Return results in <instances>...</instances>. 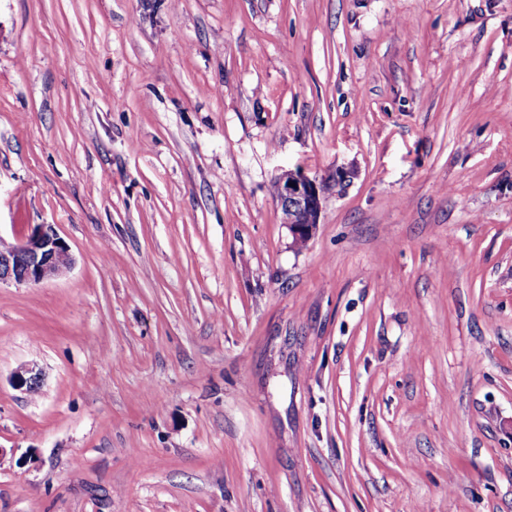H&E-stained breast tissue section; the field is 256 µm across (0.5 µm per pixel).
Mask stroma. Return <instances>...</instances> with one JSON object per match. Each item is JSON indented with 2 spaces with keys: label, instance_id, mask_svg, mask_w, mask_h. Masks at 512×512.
Listing matches in <instances>:
<instances>
[{
  "label": "stroma",
  "instance_id": "1",
  "mask_svg": "<svg viewBox=\"0 0 512 512\" xmlns=\"http://www.w3.org/2000/svg\"><path fill=\"white\" fill-rule=\"evenodd\" d=\"M33 224L0 512H512V0H0ZM292 184H295V187H292ZM322 193V184L301 169L284 171L279 176L276 199L281 208L283 221L285 211L293 214L291 220L285 223L293 246L294 241L302 237L309 240L313 236L319 224ZM72 263L69 247L54 225L35 224L15 243L0 237V285L36 286L63 273ZM11 382L17 390L34 393L42 384V372L35 366H22L13 373Z\"/></svg>",
  "mask_w": 512,
  "mask_h": 512
}]
</instances>
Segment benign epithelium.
I'll list each match as a JSON object with an SVG mask.
<instances>
[{
  "label": "benign epithelium",
  "mask_w": 512,
  "mask_h": 512,
  "mask_svg": "<svg viewBox=\"0 0 512 512\" xmlns=\"http://www.w3.org/2000/svg\"><path fill=\"white\" fill-rule=\"evenodd\" d=\"M280 208L292 213L285 223L292 240L311 238L319 224L322 184L303 170H288L279 176L276 196ZM73 263L69 247L52 224H36L15 243L0 238V284L36 286L66 271ZM12 385L34 393L42 384V372L22 366L11 378Z\"/></svg>",
  "instance_id": "benign-epithelium-1"
}]
</instances>
